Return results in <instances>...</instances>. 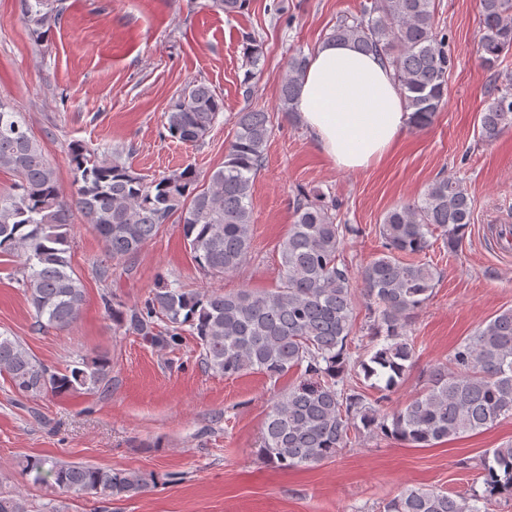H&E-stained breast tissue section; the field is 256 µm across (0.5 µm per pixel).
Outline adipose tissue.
I'll return each instance as SVG.
<instances>
[{"label":"adipose tissue","instance_id":"obj_1","mask_svg":"<svg viewBox=\"0 0 512 512\" xmlns=\"http://www.w3.org/2000/svg\"><path fill=\"white\" fill-rule=\"evenodd\" d=\"M295 105L324 154L351 171L381 162L411 120L393 68L348 41L327 40L317 47Z\"/></svg>","mask_w":512,"mask_h":512}]
</instances>
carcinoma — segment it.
Segmentation results:
<instances>
[{
    "mask_svg": "<svg viewBox=\"0 0 512 512\" xmlns=\"http://www.w3.org/2000/svg\"><path fill=\"white\" fill-rule=\"evenodd\" d=\"M246 5L247 0H212L229 16ZM479 5V51L492 69L512 52V0H479ZM21 6L28 25L41 36L60 15L55 0H21ZM329 39L351 41L383 57L412 112L411 128L422 131L432 124L453 65L448 37L435 24V0H370L360 14L340 20ZM242 42L248 82L260 70L264 53L251 34ZM307 64L301 51L288 58L280 85V110L288 116L296 114ZM222 111L224 100L209 85L192 84L164 113V128L173 139L197 144ZM478 123L485 141L512 128V76L493 84ZM273 129L271 112L238 113L224 165L202 185L189 165L146 179L118 154L74 143L68 150L74 191L66 199L20 113L0 100V170L17 178L14 192L0 195V252L22 258L19 284L38 328L70 327L83 305L69 241L75 210L102 238L106 257L115 264L177 222L200 271L213 278L237 272L252 250V188ZM293 205V224L278 246L276 288L201 293L161 278L141 307L105 301L112 324L152 341L176 343L186 334L194 336L206 367L226 377L257 371L277 379L300 371L299 382L273 402L261 431V453L282 468L330 460L349 447L353 433L425 448L512 416V308L497 312L447 361L432 365L416 397L390 411L380 408L415 365L412 319L440 278L434 265L407 262L403 256L424 254L437 244L458 250L475 210L462 179L440 176L420 197L384 214L382 250L362 271L372 323L358 337L353 277L341 256L345 240L359 229L336 223V205L309 194L297 195ZM354 343L363 350L357 357ZM111 370L110 358L101 354L76 361L62 373L53 371L18 338L0 334V373L24 394L93 392L107 383ZM353 373L363 374L380 396L372 401L357 391L349 381ZM26 470L34 482L50 478L73 497L120 499L154 484L151 476L136 471L45 458L27 459ZM478 470L484 486L480 495L409 488L385 502L383 512H486L489 502L512 498V442L486 449Z\"/></svg>",
    "mask_w": 512,
    "mask_h": 512,
    "instance_id": "cac0c4a2",
    "label": "carcinoma"
}]
</instances>
